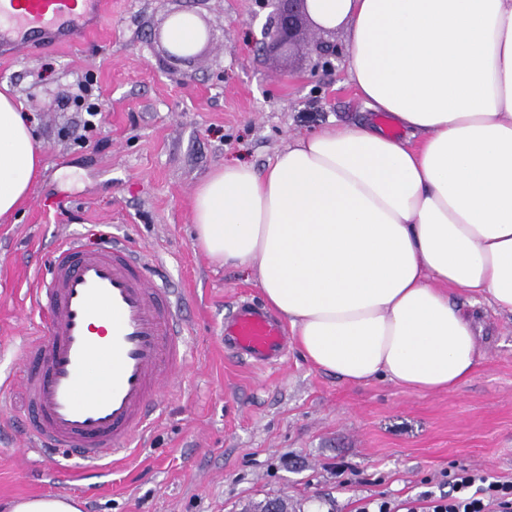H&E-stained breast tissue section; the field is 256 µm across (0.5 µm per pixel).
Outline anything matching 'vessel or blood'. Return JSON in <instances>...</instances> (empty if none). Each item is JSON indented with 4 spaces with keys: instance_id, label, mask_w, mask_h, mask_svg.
Wrapping results in <instances>:
<instances>
[{
    "instance_id": "b4317fda",
    "label": "vessel or blood",
    "mask_w": 512,
    "mask_h": 512,
    "mask_svg": "<svg viewBox=\"0 0 512 512\" xmlns=\"http://www.w3.org/2000/svg\"><path fill=\"white\" fill-rule=\"evenodd\" d=\"M110 11V0H0V48L86 41ZM155 266L123 237L94 249L77 238L56 246L29 299L40 318L19 380L30 452L88 467L133 456L164 385L191 354L184 302L152 281ZM223 335L226 352L256 365L286 352L284 326L248 303L225 317ZM95 366L102 377L92 386Z\"/></svg>"
}]
</instances>
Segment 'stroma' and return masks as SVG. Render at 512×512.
I'll list each match as a JSON object with an SVG mask.
<instances>
[{
    "label": "stroma",
    "instance_id": "1",
    "mask_svg": "<svg viewBox=\"0 0 512 512\" xmlns=\"http://www.w3.org/2000/svg\"><path fill=\"white\" fill-rule=\"evenodd\" d=\"M190 10L210 40L184 61L155 42L169 14ZM267 11L254 0H112L106 31L66 50L0 58V88L23 103L43 150L28 199L0 219V379L18 373L37 321L26 299L51 247L77 233L91 244L122 231L162 257L189 300L194 351L165 390L162 414L134 461L87 479L20 452L26 408L0 390V512L27 496L67 494L82 512H357L364 500L447 494L460 467L512 480V315L462 302L478 336L471 381L419 393L378 378L352 384L313 367L296 345L254 368L224 353V316L262 304L245 272L193 245L190 200L214 167L263 170L291 138L376 122L347 81L348 61L314 68L300 32L288 53L258 42ZM105 120L81 138L85 106Z\"/></svg>",
    "mask_w": 512,
    "mask_h": 512
}]
</instances>
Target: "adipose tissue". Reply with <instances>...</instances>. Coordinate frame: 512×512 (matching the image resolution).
I'll return each mask as SVG.
<instances>
[{"instance_id":"1","label":"adipose tissue","mask_w":512,"mask_h":512,"mask_svg":"<svg viewBox=\"0 0 512 512\" xmlns=\"http://www.w3.org/2000/svg\"><path fill=\"white\" fill-rule=\"evenodd\" d=\"M307 5L323 29L346 27L350 82L409 137L347 124L300 134L260 171L216 167L193 193V245L250 272L314 367L456 389L477 340L453 296L512 314V0ZM206 39L192 12L163 30L180 55ZM41 159L22 102L0 92V217Z\"/></svg>"}]
</instances>
